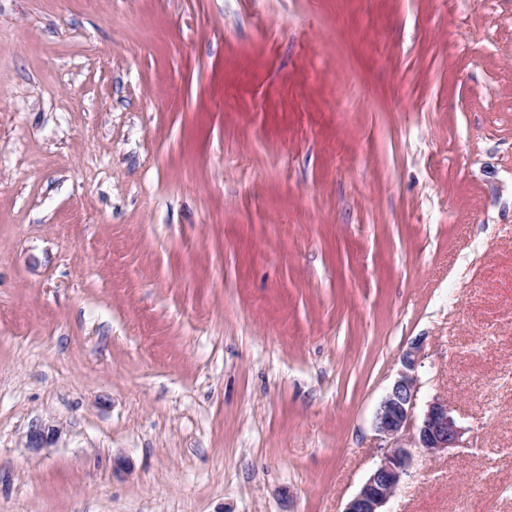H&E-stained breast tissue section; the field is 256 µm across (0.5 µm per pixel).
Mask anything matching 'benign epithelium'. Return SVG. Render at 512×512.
Returning a JSON list of instances; mask_svg holds the SVG:
<instances>
[{"mask_svg": "<svg viewBox=\"0 0 512 512\" xmlns=\"http://www.w3.org/2000/svg\"><path fill=\"white\" fill-rule=\"evenodd\" d=\"M420 344L415 343L401 357V367L376 412L374 426L386 441L380 461L372 469L344 512H385V506L402 482L410 476L416 456L437 459L456 448L464 428L452 414L448 399L439 395L426 403L421 419L414 410L420 389L418 367ZM60 429L35 422L26 433L27 448L38 451L56 443Z\"/></svg>", "mask_w": 512, "mask_h": 512, "instance_id": "1", "label": "benign epithelium"}]
</instances>
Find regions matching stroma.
<instances>
[{
    "label": "stroma",
    "instance_id": "stroma-1",
    "mask_svg": "<svg viewBox=\"0 0 512 512\" xmlns=\"http://www.w3.org/2000/svg\"><path fill=\"white\" fill-rule=\"evenodd\" d=\"M414 342L512 512V0H0V512H343ZM25 448L33 451H39L42 448H48L56 443L61 437L60 429L50 423L35 422L26 433Z\"/></svg>",
    "mask_w": 512,
    "mask_h": 512
}]
</instances>
